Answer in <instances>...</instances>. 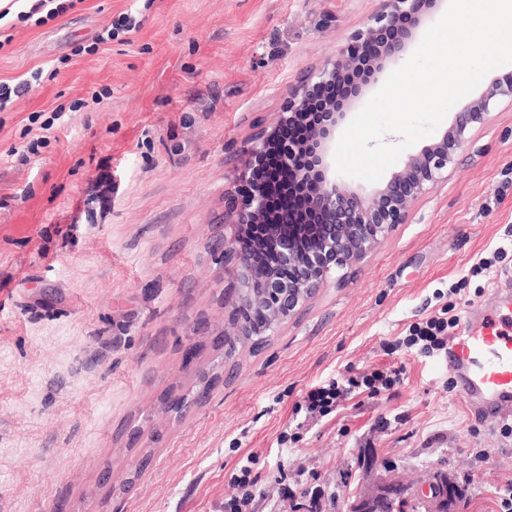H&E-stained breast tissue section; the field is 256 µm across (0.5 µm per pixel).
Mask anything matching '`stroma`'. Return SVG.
I'll use <instances>...</instances> for the list:
<instances>
[{
	"label": "stroma",
	"instance_id": "obj_1",
	"mask_svg": "<svg viewBox=\"0 0 512 512\" xmlns=\"http://www.w3.org/2000/svg\"><path fill=\"white\" fill-rule=\"evenodd\" d=\"M381 6L77 0L42 26L0 21V82L60 68L0 112V512H224L247 457L254 512H349L388 472L413 491L436 469L463 492L450 512H492L512 415L467 411L446 352L386 344L503 279L471 268L512 235L511 104L369 259L262 349L224 356L243 151ZM123 13L140 29L96 44ZM392 365L394 389L298 426L312 386Z\"/></svg>",
	"mask_w": 512,
	"mask_h": 512
}]
</instances>
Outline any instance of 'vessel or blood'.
<instances>
[{
    "instance_id": "vessel-or-blood-1",
    "label": "vessel or blood",
    "mask_w": 512,
    "mask_h": 512,
    "mask_svg": "<svg viewBox=\"0 0 512 512\" xmlns=\"http://www.w3.org/2000/svg\"><path fill=\"white\" fill-rule=\"evenodd\" d=\"M498 301L471 309L448 349V369L467 402L490 403L512 412V277Z\"/></svg>"
}]
</instances>
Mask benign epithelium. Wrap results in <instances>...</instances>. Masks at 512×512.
<instances>
[{"label":"benign epithelium","instance_id":"obj_1","mask_svg":"<svg viewBox=\"0 0 512 512\" xmlns=\"http://www.w3.org/2000/svg\"><path fill=\"white\" fill-rule=\"evenodd\" d=\"M436 0H383L382 8L365 28L354 32L336 59L318 73L303 79L290 93L273 122L253 137L241 178L245 182L241 203L232 207L234 231L224 239V258L231 274L245 273L247 287L258 290L272 324L263 321L251 331L264 336L297 317L336 271L363 262L399 224L408 223L413 205L448 181V169L468 139L471 129L483 123L492 108L512 104V76L494 81L476 101L456 112L452 127L437 141L406 156L402 166L385 182L366 190L333 175L330 143L347 110L362 95L364 73H376L383 61L397 59ZM316 107L314 123L301 143L294 123ZM277 157L278 171L299 189L285 196L287 210L269 215L268 196L277 175L266 176L269 153ZM260 229L253 247L245 252L240 240L250 228ZM313 236L317 246L300 250L297 241ZM248 296L234 292L224 302L230 306L232 331L240 336L238 312ZM448 473L433 471L414 498L418 512H446V497L439 490ZM408 501L404 486L388 476L362 492L353 503L355 512H382L389 506L401 512Z\"/></svg>","mask_w":512,"mask_h":512}]
</instances>
